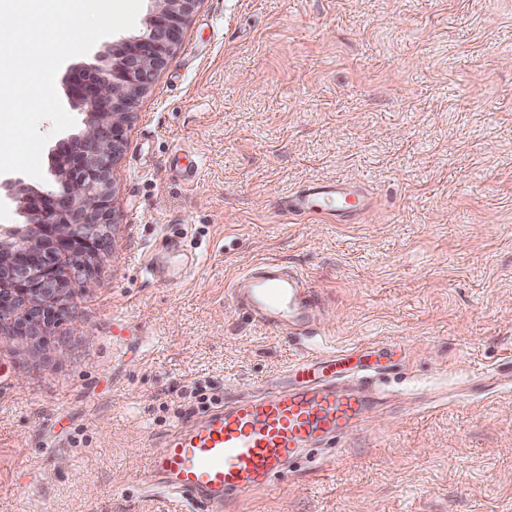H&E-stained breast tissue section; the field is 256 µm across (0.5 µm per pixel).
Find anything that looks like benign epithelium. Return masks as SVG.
<instances>
[{"mask_svg": "<svg viewBox=\"0 0 512 512\" xmlns=\"http://www.w3.org/2000/svg\"><path fill=\"white\" fill-rule=\"evenodd\" d=\"M146 32L73 69L67 95L84 128L52 152L53 182L44 189L0 180L24 224L0 225V347L54 350L52 330L74 290L95 272L112 242V166L124 126L159 69L173 55L197 0H151Z\"/></svg>", "mask_w": 512, "mask_h": 512, "instance_id": "obj_1", "label": "benign epithelium"}]
</instances>
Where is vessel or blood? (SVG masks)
Instances as JSON below:
<instances>
[{"mask_svg":"<svg viewBox=\"0 0 512 512\" xmlns=\"http://www.w3.org/2000/svg\"><path fill=\"white\" fill-rule=\"evenodd\" d=\"M368 201L356 185L321 181L285 197L292 217L356 219ZM231 303L253 320L283 333L308 335L320 303L303 275L268 260L238 277ZM348 352L305 356L293 373L300 384L224 403L207 417L175 426L151 458L146 481L198 502L204 512H231L235 502L266 491L303 451L354 434L364 398L339 381L349 375Z\"/></svg>","mask_w":512,"mask_h":512,"instance_id":"b4317fda","label":"vessel or blood"}]
</instances>
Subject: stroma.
<instances>
[{
    "instance_id": "stroma-1",
    "label": "stroma",
    "mask_w": 512,
    "mask_h": 512,
    "mask_svg": "<svg viewBox=\"0 0 512 512\" xmlns=\"http://www.w3.org/2000/svg\"><path fill=\"white\" fill-rule=\"evenodd\" d=\"M124 139L53 352L0 349V512H202L136 480L174 425L370 348L363 430L241 512H512V0H199ZM336 179L354 223L280 213ZM272 259L314 334L226 301Z\"/></svg>"
}]
</instances>
